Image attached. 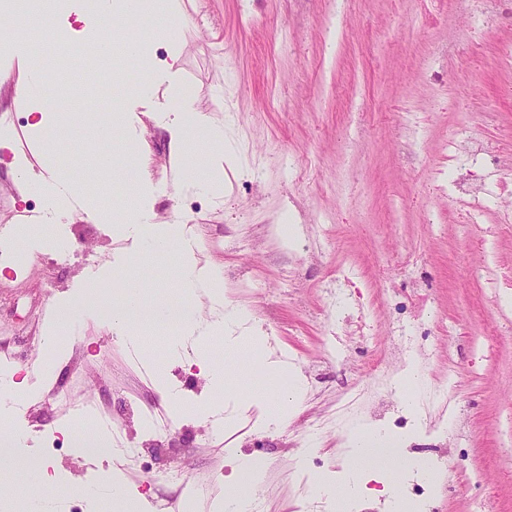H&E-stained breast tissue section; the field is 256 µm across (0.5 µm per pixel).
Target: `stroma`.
<instances>
[{
	"instance_id": "35a3bbf8",
	"label": "stroma",
	"mask_w": 512,
	"mask_h": 512,
	"mask_svg": "<svg viewBox=\"0 0 512 512\" xmlns=\"http://www.w3.org/2000/svg\"><path fill=\"white\" fill-rule=\"evenodd\" d=\"M173 27L158 31L143 19L116 17L117 45L144 40L152 62L176 71L204 112L224 126L237 163L225 168L221 197L173 188L171 135L147 125L135 148L160 191L156 218H183L218 265L228 299L248 308L269 346L295 367L305 391L288 424L261 431L255 413L216 435L194 416L210 400L201 368L168 359L161 329L140 333L143 354L114 340L83 311L73 334L57 332L85 274L105 264L121 243L122 222L75 215L67 254L44 247L49 225L36 193L19 195L18 180L35 151L49 149L73 179L91 160L74 127L64 143L46 147L35 134L40 114L15 92L18 75L6 65L14 48L0 44V111L14 123L0 132V228L11 227L15 262L0 266V353L15 378L36 391L27 414L26 443L55 473L60 503L81 486L99 483L114 462L81 461L72 453L74 409L134 434L136 454L122 473L123 500L101 499L95 512H127L139 501L167 512L165 475L182 467L190 483L206 486L194 512H213L232 481L230 457H262L257 496L264 512H307V479L347 462L351 427L405 425L402 457L426 453L441 462L428 480L429 512H512V290L495 287L491 271H512V232L494 210L466 223L448 204L444 146L455 129L512 160V97L502 87L512 70L498 50L512 43V24L474 17L473 0H177ZM115 67L126 79L112 90L74 76L57 81L54 110L78 116L96 104L112 129V152L132 149L123 115L146 113L131 97L142 69L125 55ZM223 108H215V96ZM293 217L294 243L273 232ZM361 273L345 287L338 309L326 291L343 267ZM341 333L328 345L324 324ZM419 362L426 385L447 387V413L410 415L399 399L381 400L407 362ZM60 382L63 396L52 393ZM363 392L354 411L342 406L354 386ZM181 397L173 406L163 394ZM166 413L169 432L141 438V410ZM454 424H447V417ZM326 422L322 449L297 446L310 419Z\"/></svg>"
}]
</instances>
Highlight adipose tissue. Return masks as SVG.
<instances>
[{
  "mask_svg": "<svg viewBox=\"0 0 512 512\" xmlns=\"http://www.w3.org/2000/svg\"><path fill=\"white\" fill-rule=\"evenodd\" d=\"M65 12L47 18V25L69 31L72 38L81 32L72 29L69 17L77 15L86 28L97 34L102 50L112 48L111 25L115 11L139 17L144 13L142 0H68ZM17 69L22 79V89L29 100L39 103L43 128L49 143L67 137L70 124L52 120V108L46 94L52 85L48 68L27 53L15 55ZM159 124L171 134L179 148L178 171L181 186L195 190H212L225 166L234 164V153L224 145V128L209 120L194 107L193 98H185L176 109L159 108L153 113ZM207 153L208 165H201L200 153ZM37 190L43 199L40 221L57 224L73 215L76 210L94 213L106 219L107 211L93 209L89 197L79 184L65 176L58 165L45 164L36 182L21 180L20 192ZM127 195L134 197L140 209L113 232L125 244V254L134 261L135 270L125 279L124 292L113 302L102 318L128 346L141 350L142 343L137 323L145 319L163 324L177 318V331L168 340L166 354L172 359L196 355L204 364L205 377L214 390H222L228 381L236 387L223 403L200 409V416L216 425L233 426L239 416L249 409L259 412L258 423L265 429L278 430L288 422L290 412L301 402L300 389L282 390L278 379L288 372V362L274 352L264 350L261 332L249 310L232 303L217 290L220 277L218 267L201 262L199 241L184 226L177 223L159 224L152 220L149 201L155 193L152 182L140 178L127 188ZM178 255L177 286L188 298L181 308L165 304L144 308L140 293L162 257L169 253ZM26 414L17 383L0 381V469L13 470L24 465L22 456L13 453V446L22 444L19 425ZM380 436L379 431L364 426L355 427L349 434V463L344 470L329 472L317 480L313 493L317 502L333 506L337 489H344L348 497L360 496L367 480L384 479L391 487L387 497L390 512H395L401 496L397 490L400 476L413 475L416 463L400 459L398 453L374 457L372 448Z\"/></svg>",
  "mask_w": 512,
  "mask_h": 512,
  "instance_id": "ef3b65f1",
  "label": "adipose tissue"
}]
</instances>
